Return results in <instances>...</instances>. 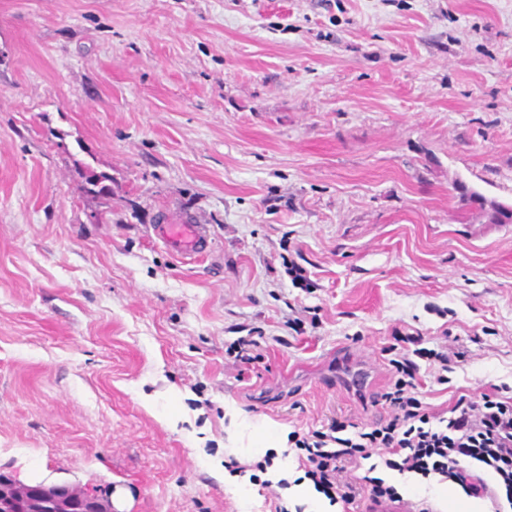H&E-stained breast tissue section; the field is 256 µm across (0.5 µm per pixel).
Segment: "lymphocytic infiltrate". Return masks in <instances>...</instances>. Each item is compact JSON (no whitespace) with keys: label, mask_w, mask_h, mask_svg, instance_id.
Returning <instances> with one entry per match:
<instances>
[{"label":"lymphocytic infiltrate","mask_w":512,"mask_h":512,"mask_svg":"<svg viewBox=\"0 0 512 512\" xmlns=\"http://www.w3.org/2000/svg\"><path fill=\"white\" fill-rule=\"evenodd\" d=\"M404 346L390 345V380L380 399L391 415L382 423L346 437V422L335 420L304 434L290 433L288 441L312 482L330 504L353 503L358 496L397 499L395 486L379 477L351 482L350 472L362 461L378 456L387 469L459 486L472 497L489 496L494 512L512 507V397L482 395L474 402L459 397L449 417L433 412L417 387L421 364L433 367L436 384L448 382L452 353L446 346H426L422 336H405ZM494 475L488 488L472 472V464Z\"/></svg>","instance_id":"lymphocytic-infiltrate-1"}]
</instances>
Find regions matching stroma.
Returning <instances> with one entry per match:
<instances>
[{"mask_svg":"<svg viewBox=\"0 0 512 512\" xmlns=\"http://www.w3.org/2000/svg\"><path fill=\"white\" fill-rule=\"evenodd\" d=\"M473 191L512 206V0H0V470L311 512L289 432L390 415L337 359L380 393L419 333L467 352L421 368L435 412L512 387V224ZM187 216L205 258L161 240ZM269 452L268 486L226 467ZM247 337H249V339ZM257 337L258 339L263 338V336ZM258 339H255L254 336H241L229 345L227 352L228 354L236 353L235 358H238L243 362L259 360L262 358L261 353H256L255 355L249 354L250 347L256 350L257 348H260L261 343Z\"/></svg>","mask_w":512,"mask_h":512,"instance_id":"35a3bbf8","label":"stroma"}]
</instances>
